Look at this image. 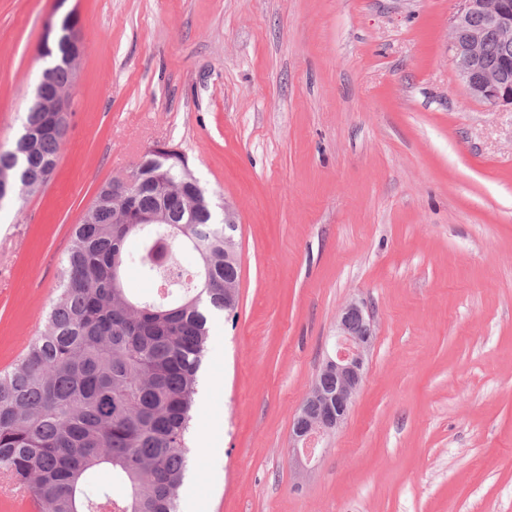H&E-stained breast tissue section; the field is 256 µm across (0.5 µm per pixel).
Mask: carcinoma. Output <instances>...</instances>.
I'll return each mask as SVG.
<instances>
[{
	"mask_svg": "<svg viewBox=\"0 0 512 512\" xmlns=\"http://www.w3.org/2000/svg\"><path fill=\"white\" fill-rule=\"evenodd\" d=\"M75 24L65 16L40 46L58 86L69 83L79 58ZM67 131L32 101L13 147L0 151V171L11 180L4 200L45 185ZM185 166L183 153L171 173L147 161L140 187L117 195L112 180L99 189L74 227L42 330L0 371V476L27 490L40 512H179L209 322L225 312L224 281L239 273L224 264V224L209 205L186 207L184 195L206 200L205 188L163 187L181 181ZM131 206L163 207L171 223H119ZM144 230L143 273L167 286L150 300L123 288L124 242ZM157 239L173 255L183 247L199 255L193 283L175 260L154 265ZM102 468L112 484L88 492Z\"/></svg>",
	"mask_w": 512,
	"mask_h": 512,
	"instance_id": "1",
	"label": "carcinoma"
}]
</instances>
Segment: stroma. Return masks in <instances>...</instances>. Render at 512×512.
I'll use <instances>...</instances> for the list:
<instances>
[{
	"instance_id": "35a3bbf8",
	"label": "stroma",
	"mask_w": 512,
	"mask_h": 512,
	"mask_svg": "<svg viewBox=\"0 0 512 512\" xmlns=\"http://www.w3.org/2000/svg\"><path fill=\"white\" fill-rule=\"evenodd\" d=\"M460 0H0V146L48 29L84 43L39 191L0 205V371L43 327L75 224L156 143L235 212L234 314L198 373L180 512H512V106L451 60ZM376 336L306 475L295 413L336 315Z\"/></svg>"
}]
</instances>
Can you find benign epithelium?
<instances>
[{
	"instance_id": "1",
	"label": "benign epithelium",
	"mask_w": 512,
	"mask_h": 512,
	"mask_svg": "<svg viewBox=\"0 0 512 512\" xmlns=\"http://www.w3.org/2000/svg\"><path fill=\"white\" fill-rule=\"evenodd\" d=\"M483 24H470L473 16ZM505 51L502 62L490 64L484 56L488 35ZM452 61L469 94L491 104L512 105V0H461L453 19ZM37 96L47 112L68 111L66 94L53 89L45 72ZM233 213L224 208V260L238 259ZM372 315L361 302L352 300L336 317L331 353L293 419L289 460L300 472L326 448V441L344 425L363 380L372 346Z\"/></svg>"
}]
</instances>
